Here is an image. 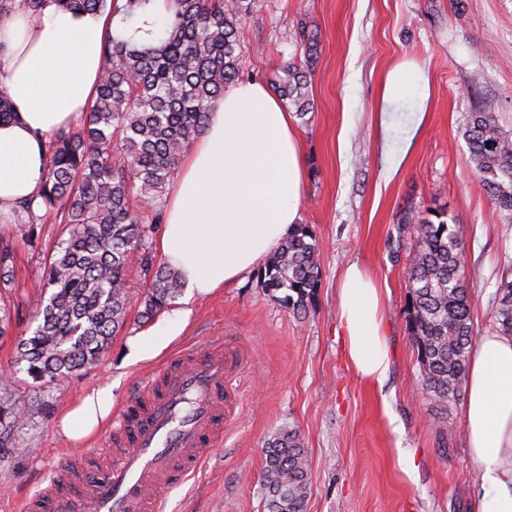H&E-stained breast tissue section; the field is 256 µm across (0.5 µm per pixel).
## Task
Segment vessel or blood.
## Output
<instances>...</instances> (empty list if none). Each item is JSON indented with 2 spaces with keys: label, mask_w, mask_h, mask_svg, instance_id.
<instances>
[{
  "label": "vessel or blood",
  "mask_w": 512,
  "mask_h": 512,
  "mask_svg": "<svg viewBox=\"0 0 512 512\" xmlns=\"http://www.w3.org/2000/svg\"><path fill=\"white\" fill-rule=\"evenodd\" d=\"M229 361L223 345L179 355L119 413L121 454L112 467L67 486V470L25 512H160L166 489L193 472L224 438Z\"/></svg>",
  "instance_id": "1"
}]
</instances>
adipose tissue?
<instances>
[{"label": "adipose tissue", "instance_id": "adipose-tissue-1", "mask_svg": "<svg viewBox=\"0 0 512 512\" xmlns=\"http://www.w3.org/2000/svg\"><path fill=\"white\" fill-rule=\"evenodd\" d=\"M163 0L130 22L121 14H77L47 5L40 18H0V88L16 113L0 121V220L36 198L48 135L74 126L96 95L105 35L152 42ZM304 154L282 99L258 82L228 88L207 115L172 183L160 251L187 295H205L250 271L298 223ZM383 293L358 263L345 270L339 322L356 372L383 384L390 366ZM464 425L482 467L473 512H512V336L490 332L470 354ZM112 388L86 392L62 418L82 442L108 421Z\"/></svg>", "mask_w": 512, "mask_h": 512}]
</instances>
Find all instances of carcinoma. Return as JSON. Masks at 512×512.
<instances>
[{
    "mask_svg": "<svg viewBox=\"0 0 512 512\" xmlns=\"http://www.w3.org/2000/svg\"><path fill=\"white\" fill-rule=\"evenodd\" d=\"M76 12L123 11L138 15L151 0H0V16L42 15L48 3ZM259 0H168L157 38L138 44L112 37L104 45L97 98L77 127L45 142L37 199L12 211L21 239L32 244L50 218L67 238L46 258L45 274L30 285L36 327L19 337L15 365L42 389L96 362L122 327L132 298L126 281L131 252L142 256L149 287L138 317L152 319L182 292L179 273L156 261L150 248L166 186L179 160L205 126L207 114L241 70L245 25ZM304 59L285 62L271 80L275 92L303 118L312 110L308 58L316 37L301 30ZM465 135L478 185L512 218V138L491 112H473ZM404 226L415 233L408 267L409 330L417 348L423 389L438 418L455 402L465 378L474 336L460 222L446 213ZM315 236L307 224L292 227L270 256L263 286L298 314L312 305L319 281ZM13 252L0 248V294L15 288ZM495 331L512 336V281L498 286ZM42 412L12 399L0 381V460L17 456L16 435ZM307 451L297 432L267 442L261 482L266 512H306Z\"/></svg>",
    "mask_w": 512,
    "mask_h": 512,
    "instance_id": "1",
    "label": "carcinoma"
}]
</instances>
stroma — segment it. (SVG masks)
<instances>
[{
    "label": "stroma",
    "mask_w": 512,
    "mask_h": 512,
    "mask_svg": "<svg viewBox=\"0 0 512 512\" xmlns=\"http://www.w3.org/2000/svg\"><path fill=\"white\" fill-rule=\"evenodd\" d=\"M303 23L317 36L313 109L294 121L307 169L300 221L318 244L313 307L297 316L254 269L190 298L183 332L155 357L129 359L130 340L151 328L133 307L101 360L79 375L37 392L16 373L15 402L38 400L43 413L19 429L22 455L0 463V512H22L64 459L84 468L111 462L108 429L77 445L58 428L86 391L111 386L120 411L174 355L219 341L235 357L224 443L169 491L164 512H263L265 448L290 429L308 453L307 512H471L481 468L468 452L461 403L450 405L454 428L445 430L423 390L408 330L413 237L400 221L435 209L458 217L475 334L493 331L495 293L512 273V220L478 189L465 129L469 113L490 112L512 136V0H260L246 23L242 80L270 84L302 56ZM402 61L426 72L429 96L403 85L383 104L385 76ZM64 236L50 220L31 247L0 223L23 284L42 277ZM352 262L389 290L392 364L380 386L355 374L338 334L341 277ZM5 304L12 331L0 338V372L11 369L33 314L21 296Z\"/></svg>",
    "instance_id": "35a3bbf8"
}]
</instances>
